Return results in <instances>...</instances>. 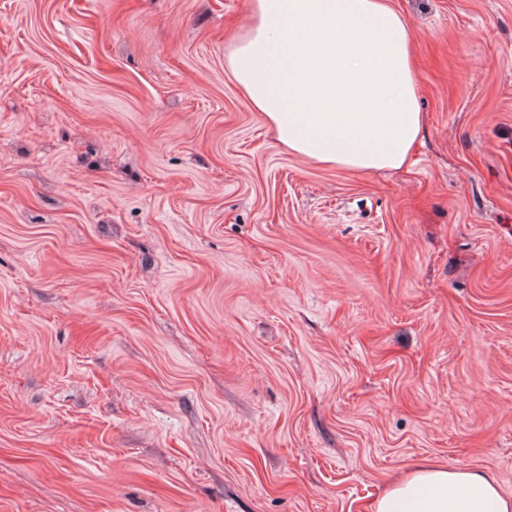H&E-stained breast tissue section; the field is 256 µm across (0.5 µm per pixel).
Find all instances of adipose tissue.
Here are the masks:
<instances>
[{"instance_id": "1", "label": "adipose tissue", "mask_w": 512, "mask_h": 512, "mask_svg": "<svg viewBox=\"0 0 512 512\" xmlns=\"http://www.w3.org/2000/svg\"><path fill=\"white\" fill-rule=\"evenodd\" d=\"M226 67L289 151L365 172L410 159L423 118L412 33L392 0H252ZM373 512H512L484 474L422 462Z\"/></svg>"}]
</instances>
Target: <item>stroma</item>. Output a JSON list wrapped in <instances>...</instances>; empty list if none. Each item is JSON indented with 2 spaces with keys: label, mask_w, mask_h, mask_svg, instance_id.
Here are the masks:
<instances>
[{
  "label": "stroma",
  "mask_w": 512,
  "mask_h": 512,
  "mask_svg": "<svg viewBox=\"0 0 512 512\" xmlns=\"http://www.w3.org/2000/svg\"><path fill=\"white\" fill-rule=\"evenodd\" d=\"M422 138L288 152L224 67L252 0H0V512L512 496V0H394ZM503 495L484 474L424 461L375 499L373 512H511Z\"/></svg>",
  "instance_id": "obj_1"
}]
</instances>
